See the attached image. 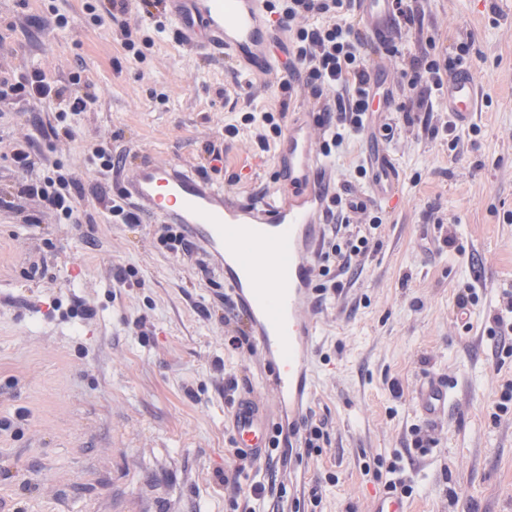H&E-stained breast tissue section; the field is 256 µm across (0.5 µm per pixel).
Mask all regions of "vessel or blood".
<instances>
[{
  "instance_id": "obj_1",
  "label": "vessel or blood",
  "mask_w": 512,
  "mask_h": 512,
  "mask_svg": "<svg viewBox=\"0 0 512 512\" xmlns=\"http://www.w3.org/2000/svg\"><path fill=\"white\" fill-rule=\"evenodd\" d=\"M272 0H159L154 14L173 27L191 56L218 55L235 70L287 77L284 35ZM357 16L373 43L394 24L389 0H356ZM458 124L471 122L485 104L484 84L470 70L456 69L443 97ZM314 113L288 115L274 155L275 192L268 200H244L199 173L159 154L127 162L120 186L136 210L175 224L224 279L263 364L261 388L236 403L231 420L235 446L255 462L267 460L274 429L300 419L313 390L308 380L311 347L319 322L312 311V266L324 232V213L340 176L324 160ZM372 195L400 207V175L381 150H371ZM450 386L424 376L415 405L424 421L448 412ZM368 512H412L411 498L397 482L370 494Z\"/></svg>"
}]
</instances>
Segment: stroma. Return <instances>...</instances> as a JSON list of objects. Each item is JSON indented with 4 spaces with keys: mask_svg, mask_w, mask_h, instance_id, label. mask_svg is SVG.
I'll return each mask as SVG.
<instances>
[{
    "mask_svg": "<svg viewBox=\"0 0 512 512\" xmlns=\"http://www.w3.org/2000/svg\"><path fill=\"white\" fill-rule=\"evenodd\" d=\"M97 0H0V43L14 47L15 67L50 74L83 71L98 96L77 118L64 162H84L89 133L111 136L113 149L136 143L141 155L163 154L195 165L210 134L235 123L242 104L278 106L280 83L253 96L224 64L190 67L172 33L144 22L152 45L135 61L95 21ZM474 35L469 60L491 88L474 123L473 150L455 160L448 145L403 142L385 151L402 178L407 205L387 213L382 248L354 274L356 309L331 302L321 312L311 412L329 421L323 452L278 462L281 480L306 469L323 486L321 512H365L366 496L390 477L414 488L413 512H512V430L491 417L498 374L490 344L473 345L499 290L512 286V17L487 0H436ZM69 28L57 29L56 14ZM32 19L17 28L16 16ZM51 114L0 112V136L21 134L46 150ZM225 168L212 179L240 198L258 187L245 167L273 172L275 147L244 155L226 140ZM81 226L16 224L0 195V499L17 512H232L222 474L233 454L224 375L240 391L260 387L247 348L224 343L217 270L201 275L154 245L155 222L113 223L92 192L80 205ZM457 222L456 245L440 248L437 219ZM132 267L138 282L112 280ZM476 288L470 326L457 321L459 289ZM94 311L86 320L84 307ZM223 360L216 372L215 360ZM452 385L439 442L425 467L413 465L414 391L422 374ZM402 398H394L391 382ZM401 455L396 472L387 467ZM381 462L380 474L364 465Z\"/></svg>",
    "mask_w": 512,
    "mask_h": 512,
    "instance_id": "obj_1",
    "label": "stroma"
}]
</instances>
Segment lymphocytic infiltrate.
I'll use <instances>...</instances> for the list:
<instances>
[{"instance_id": "f902f5d3", "label": "lymphocytic infiltrate", "mask_w": 512, "mask_h": 512, "mask_svg": "<svg viewBox=\"0 0 512 512\" xmlns=\"http://www.w3.org/2000/svg\"><path fill=\"white\" fill-rule=\"evenodd\" d=\"M155 0H139L130 9L129 0H105L97 22L105 26L112 43L120 45L129 57L140 60L145 44L141 36L142 21L151 15ZM432 0H394L395 26L384 52L401 56V79L385 88L373 89L370 83L371 47L358 22L354 0H274L280 24L288 38L292 70L283 89L286 93L278 109L256 112L243 107L239 126L225 128L223 135L208 141L199 162L200 174L219 171L224 163V140L246 128L260 145L282 137L288 119L290 101L301 98L312 103L322 128L323 151L335 156L346 140L363 135L370 116L382 123L383 137L393 140L399 127L388 118L399 112L422 113L427 142L444 139L453 159H460L472 144L470 136L458 133L447 113L439 111L434 96L441 92L449 73L462 66L472 45L470 31H456L450 48H440L429 35L425 20ZM79 74L62 81L39 67H27L12 78L0 81V107L33 109L52 101L61 108L52 137L67 143L73 139L68 115L87 111L98 101L95 94L83 91ZM9 158L19 182L10 194L13 212L20 224H76L80 217L77 204L83 185L90 180L102 182L113 223L136 224L140 215L125 203L115 184L112 171L120 158L112 144L101 137L92 138L88 146L89 169L63 163L50 152L38 150L26 138L9 140ZM383 222L377 211L360 198L355 183L338 188L328 207L325 232L313 262L314 305L322 307L342 296L343 278L351 268L365 266L380 248L377 231ZM486 333L494 340L497 361L512 357V290L502 289L488 316ZM253 467L252 461L240 459L232 473L222 475L225 486L235 489L234 512H266L267 502H283L288 487L268 470L262 480L252 482L248 493H241L240 478Z\"/></svg>"}]
</instances>
